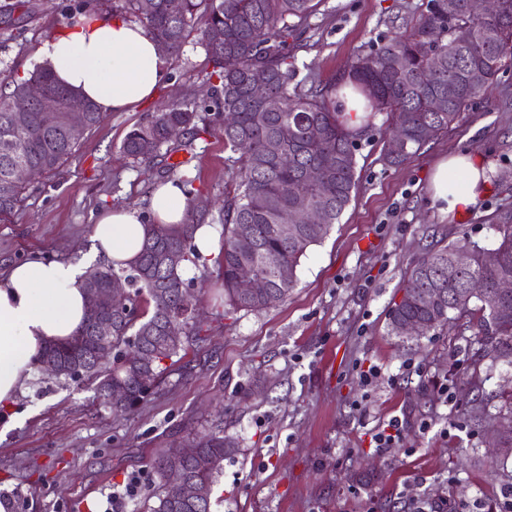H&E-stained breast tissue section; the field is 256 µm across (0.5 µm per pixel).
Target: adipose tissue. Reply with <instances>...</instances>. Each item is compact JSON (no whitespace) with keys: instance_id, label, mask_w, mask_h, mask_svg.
<instances>
[{"instance_id":"adipose-tissue-1","label":"adipose tissue","mask_w":512,"mask_h":512,"mask_svg":"<svg viewBox=\"0 0 512 512\" xmlns=\"http://www.w3.org/2000/svg\"><path fill=\"white\" fill-rule=\"evenodd\" d=\"M55 78L94 102L100 112H131L152 101L169 73V59L147 30L118 15L93 12L46 38L36 51ZM489 190L482 159L468 152L443 157L432 169L433 206L450 217L470 214ZM187 199L169 181L150 200L154 223L177 226ZM94 255L114 267L131 265L145 238L141 213L131 207L100 211L92 226ZM87 308L82 266L35 257L0 276V407L12 412L35 360L49 344L72 336Z\"/></svg>"}]
</instances>
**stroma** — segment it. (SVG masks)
<instances>
[{"instance_id":"35a3bbf8","label":"stroma","mask_w":512,"mask_h":512,"mask_svg":"<svg viewBox=\"0 0 512 512\" xmlns=\"http://www.w3.org/2000/svg\"><path fill=\"white\" fill-rule=\"evenodd\" d=\"M31 13L0 19V73L23 76L42 40L61 29L82 0H30ZM429 0H320L291 53L303 85L340 79L352 58L409 30ZM209 66L197 34L173 61L157 98H194ZM155 105L110 112L84 133L60 173L37 179L0 223V270L34 254L79 262L91 247L94 216L106 206L148 213L165 158L147 166L125 157L126 134ZM385 114L357 141L358 183L339 224L312 246L285 300L224 315L217 292L201 302L203 330L166 385L116 418L94 381L31 386L11 427L0 424V492L19 488L27 512H142L154 487L157 449L219 429L238 449L218 476L212 512H512L507 474L491 466V432L474 426L472 375L484 378L487 408L512 368L484 356L475 318L430 335L389 332L392 298L427 244L492 245L512 217V62L458 121L406 164L388 166ZM469 150L493 169L491 192L467 216L429 209L428 176L442 156ZM231 153L218 124L194 140L187 171L222 200ZM376 368L364 378L368 368ZM453 404H445L441 386ZM405 421L404 443L377 452L372 433Z\"/></svg>"}]
</instances>
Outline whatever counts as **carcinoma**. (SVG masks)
Segmentation results:
<instances>
[{
	"mask_svg": "<svg viewBox=\"0 0 512 512\" xmlns=\"http://www.w3.org/2000/svg\"><path fill=\"white\" fill-rule=\"evenodd\" d=\"M164 0H126L135 21L144 26L171 58L179 57L190 33L198 25L211 71L206 73L201 99H177L167 103L143 124L130 131L122 151L144 163H152L165 145H172L189 134L195 138L207 133L210 124L199 115L201 103L210 102L214 111L232 113L224 123V148L237 155L231 187L224 190L222 232L217 263L224 288V306L229 311H257L267 307L264 294L246 295L238 288L239 271L248 266L264 279L268 292L283 300L297 283V267L308 249L338 223L351 201L357 183L356 137L340 121L336 105V82L312 84L307 88L295 82L296 67L289 54L288 40L303 33L313 12L314 0H183V10L173 16L163 7ZM463 0H430L411 30L387 44L358 54L347 76L352 78L371 106L387 115L391 131H400L399 148L388 145L386 161L399 166L409 160L439 132L448 129L465 104L476 98L512 56V0H496L497 11L473 16L463 12ZM212 29L224 33L216 48L206 42ZM469 69L483 73L482 80L464 84ZM38 80L49 91L64 98L72 89L60 84L51 71L37 65L23 78L5 77L0 82V221L11 216L26 186L11 177L18 164L39 167L52 174L75 153L78 142L67 138L63 129L46 128L34 103L25 98V87ZM264 84L268 96L279 102L271 111L255 98L254 85ZM459 86V95L442 112L430 107L437 92H448V85ZM28 109L29 135L15 141L11 136L16 110ZM183 163H170L164 174L182 186L187 196L186 217L169 228L146 224V236L137 260L127 268L103 266L97 269L99 284L110 283L127 290L129 308L107 313L112 335L107 345L112 355L104 363L94 360L98 347L90 319H85L67 341L52 344L40 354L57 357L61 368L46 373L58 384L88 378L96 381L103 404L116 416L135 408L165 383L169 365L184 358V352L199 340L200 321L190 310L200 299L182 289L192 282L178 273L186 263L197 264L193 243L195 227L205 223L209 208L203 195L193 188V180L182 174ZM319 167L329 180L333 193L322 196L320 187L307 179L309 169ZM322 206V224L296 223L286 236L280 225L299 204ZM500 237L493 251L499 256L494 265L484 262V248L471 246L466 237L441 245L430 244L413 262L399 301L390 313V332L402 335L401 328L417 322L422 334L448 324L451 316L477 319L481 344L493 361L512 366V295L499 293L497 284L504 275L512 276V224L498 225ZM471 247L472 261L455 281H448V260L458 250ZM165 252L177 260L159 261ZM470 279L484 288L473 293L465 287ZM433 300L427 302L423 294ZM182 327L179 336H169V322ZM134 346L139 357L123 356ZM119 387L124 398L110 399ZM480 395L469 401L474 424L492 429L503 420L512 421V406L505 413L492 414ZM199 451L181 456L182 448L158 449L150 460L156 476L152 497L155 502L145 512H211L212 492L224 465V458L236 451V443L220 432L195 441ZM190 481L204 495L191 501L174 499L173 485Z\"/></svg>",
	"mask_w": 512,
	"mask_h": 512,
	"instance_id": "1",
	"label": "carcinoma"
}]
</instances>
